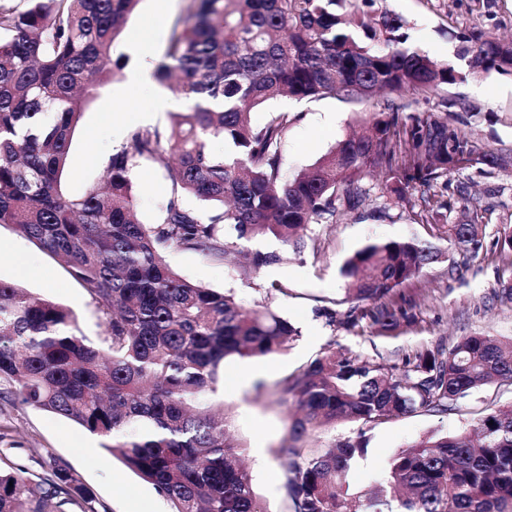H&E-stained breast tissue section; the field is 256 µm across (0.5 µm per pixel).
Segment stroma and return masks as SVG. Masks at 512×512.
Masks as SVG:
<instances>
[{
  "label": "stroma",
  "instance_id": "1",
  "mask_svg": "<svg viewBox=\"0 0 512 512\" xmlns=\"http://www.w3.org/2000/svg\"><path fill=\"white\" fill-rule=\"evenodd\" d=\"M194 9V0H170L168 22L158 27L154 24L155 0H140L128 17L114 47L115 55L126 56L125 69L98 89L84 111L62 180L66 194L81 195L90 182L101 177L113 150L124 144L126 133L113 131L107 116L134 109L121 97L128 71L139 66L146 52L152 62H159L172 23ZM373 9L402 18L410 44L444 63L454 61L455 36L461 31L474 29L512 38V0H375ZM407 99L404 93L380 95L361 104L334 97L316 101L283 97L254 110L251 119L253 124L262 125L275 111L297 114L298 120L289 127L283 142V175L290 178L356 130L359 114L398 108ZM416 110L436 117L452 116L453 127L480 146L507 155L508 164L452 172L428 190L411 187L406 203L392 206L384 215L378 208L385 176L370 173L364 181L368 195L361 207L342 212L336 223L310 225L305 233L307 248L298 256L286 252L275 238L241 239L236 232H229V239L236 241L242 254H278V262L262 267L253 280L241 277L234 265L192 250L172 247L165 253L183 279L231 293L246 307L268 299L299 330L298 337L281 353L226 361L217 391L210 398L212 406L228 414L231 433L246 450L254 490L267 512L285 509L283 468L274 450L288 435L292 408L272 391L280 378L329 347L350 351L397 372L416 354L441 344L452 345L469 334L512 338V297L499 289L503 262L497 246L500 232L512 228V75H465L455 85L438 90L430 100L421 101ZM133 182L140 219L154 222L170 196L171 183L165 171L150 161H141ZM461 183L468 185L471 203L487 210L481 226L483 248L476 257L449 246L446 225L433 222L432 211L423 201L425 192H432L439 202L450 203V219L458 221L461 212L456 187ZM409 239L439 248L442 257L401 288L407 318L394 327L376 324L368 317L347 326L350 305L339 273L343 262L370 242ZM0 246L13 250L32 269L26 275L15 266L1 264V280L71 309L81 334L94 346H103V318L65 265L10 224H0ZM272 282L282 283L284 292L264 295L263 285ZM254 376L265 383L264 393H257L251 384ZM510 405L512 385L495 383L459 399L444 413L421 411L367 426L340 422L324 430L320 439L327 445L365 437L367 452L349 481L351 491L366 492L382 478L390 458L400 448L431 432L456 433L476 425L491 410ZM0 459L35 475L42 473L50 460L66 463L90 491L95 512H172L164 496L103 448L101 438L64 417L26 405L0 400Z\"/></svg>",
  "mask_w": 512,
  "mask_h": 512
}]
</instances>
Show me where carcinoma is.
Masks as SVG:
<instances>
[{
    "mask_svg": "<svg viewBox=\"0 0 512 512\" xmlns=\"http://www.w3.org/2000/svg\"><path fill=\"white\" fill-rule=\"evenodd\" d=\"M173 26L153 76L179 78L187 110L171 127L134 129L101 178L76 197L61 178L74 132L99 85L121 70L114 45L139 0H0V224H12L64 262L102 314L105 347L79 334L68 308L0 280V399L65 417L104 440L103 448L173 505V512H266L229 438L228 418L207 404L228 359L274 355L297 329L260 301L184 280L166 262L175 246L226 262V236L277 238L296 254L310 224H334L367 195L371 170L387 176L390 202L410 183L431 186L458 169L474 140L430 115L372 113L366 135L339 140L292 179L282 175V145L296 116L253 108L288 96L360 103L382 92L412 94L416 106L463 79L447 63L407 45L406 22L370 10L373 0H198ZM468 71L512 74V41L481 31L457 35ZM229 150L215 155L208 142ZM143 160L164 169L173 197L152 224L134 208L132 172ZM193 195L206 214L184 207ZM473 211L448 225V243L475 257L482 249ZM499 252L500 280L512 295V231ZM279 260L257 252L248 277ZM439 260L415 240L371 242L340 273L351 313L386 327L404 316L385 303ZM380 303L370 313L362 304ZM512 384V339L471 334L425 351L400 373L350 352L328 349L280 379L274 393L294 407L282 462L287 512H512V405L484 415L479 442L465 433L427 434L390 460L378 489L354 496L347 476L366 453L362 441L322 445L329 425L405 417L448 405L483 385ZM91 501L79 479L53 460L33 481L0 468V512H80Z\"/></svg>",
    "mask_w": 512,
    "mask_h": 512,
    "instance_id": "obj_1",
    "label": "carcinoma"
}]
</instances>
